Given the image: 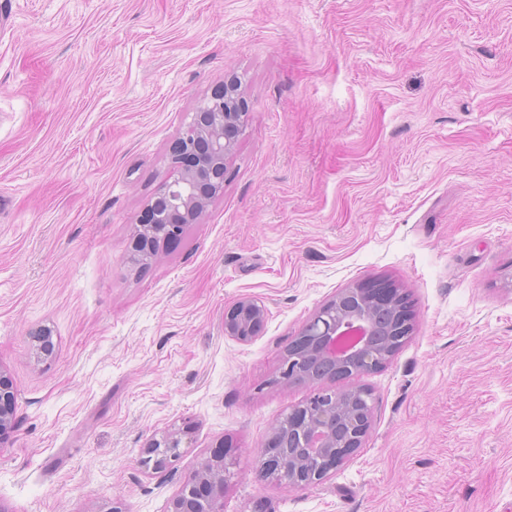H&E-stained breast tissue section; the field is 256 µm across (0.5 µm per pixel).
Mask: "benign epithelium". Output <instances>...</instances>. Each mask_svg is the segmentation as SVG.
<instances>
[{"mask_svg":"<svg viewBox=\"0 0 512 512\" xmlns=\"http://www.w3.org/2000/svg\"><path fill=\"white\" fill-rule=\"evenodd\" d=\"M246 112L239 85L224 83L204 99L169 147L172 172L148 204L152 219L138 224L130 245V258L146 265L168 238L185 226L197 224L211 201L224 192V181L236 140L244 128ZM391 284L371 279L340 290L335 298L305 323L283 356L293 363L299 348L314 358L336 364V377L368 374L382 366L412 332L409 307ZM267 320L265 305L243 297L224 311V334L242 343L259 337ZM297 383L315 386L308 401L287 416L288 436L299 440L300 456L282 447L278 429L262 446L257 466L261 474L290 487L323 481L362 443L370 429L371 397L368 390L352 387L330 390L316 387L319 380L297 374ZM15 426V394L11 378L0 367V442ZM185 425L152 438L144 448L145 462L155 470L169 466L179 455L183 439L191 434ZM228 453L209 456L201 468L184 481L171 503V512H224V484Z\"/></svg>","mask_w":512,"mask_h":512,"instance_id":"benign-epithelium-1","label":"benign epithelium"}]
</instances>
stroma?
Masks as SVG:
<instances>
[{
    "mask_svg": "<svg viewBox=\"0 0 512 512\" xmlns=\"http://www.w3.org/2000/svg\"><path fill=\"white\" fill-rule=\"evenodd\" d=\"M230 78L224 192L136 269L169 144ZM373 278L414 331L334 383L372 393L362 448L314 485L259 479L313 392L275 383L281 356ZM242 297L268 310L249 343L224 334ZM0 367V512H169L223 438L224 512H512V0H0ZM15 426V394L11 378L0 367V444ZM191 431L192 426L185 425L165 432L160 438H151L144 448V462L152 463L154 470L165 469L178 457L183 439L188 437Z\"/></svg>",
    "mask_w": 512,
    "mask_h": 512,
    "instance_id": "1",
    "label": "stroma"
}]
</instances>
